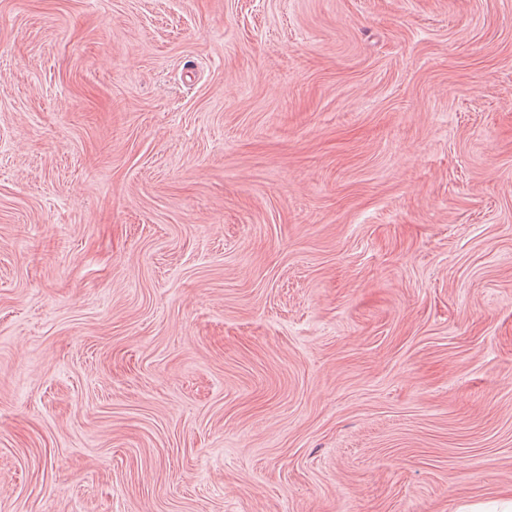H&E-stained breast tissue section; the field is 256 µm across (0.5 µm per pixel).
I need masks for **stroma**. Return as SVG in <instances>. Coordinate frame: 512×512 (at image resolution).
<instances>
[{
    "mask_svg": "<svg viewBox=\"0 0 512 512\" xmlns=\"http://www.w3.org/2000/svg\"><path fill=\"white\" fill-rule=\"evenodd\" d=\"M512 493V0H0V512Z\"/></svg>",
    "mask_w": 512,
    "mask_h": 512,
    "instance_id": "1",
    "label": "stroma"
}]
</instances>
